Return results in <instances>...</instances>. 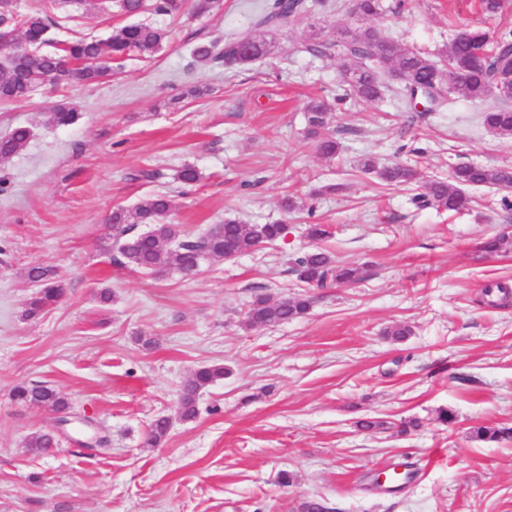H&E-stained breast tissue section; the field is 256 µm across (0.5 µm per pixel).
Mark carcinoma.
<instances>
[{
  "label": "carcinoma",
  "mask_w": 512,
  "mask_h": 512,
  "mask_svg": "<svg viewBox=\"0 0 512 512\" xmlns=\"http://www.w3.org/2000/svg\"><path fill=\"white\" fill-rule=\"evenodd\" d=\"M125 14L134 15L151 10L157 14L177 15L186 6L196 15L218 12L222 0H113ZM312 0H265L254 14V29H288L309 20ZM361 21L356 26L345 23L337 28L336 37L324 40L312 33L296 47V51L312 58H344L351 62V81L347 91L360 102H373L383 98L386 92L395 90L408 105L409 123H423L433 112L444 110L455 99L482 101L492 94L491 87L497 76L512 84V69L504 71L500 65L508 63L512 54V33L494 36L488 32L462 28L440 53L441 61L423 56L406 44L384 35L368 21L382 11L381 0H355ZM53 28L62 24L43 9L17 13L11 0H0V29L13 34L9 43L10 58L0 65V100L16 101L29 96V86L35 76L45 74L55 85L70 83L97 84L112 78V63L135 51L143 58L154 57L167 41V32L148 23H132L116 28L105 39L88 36H72L63 41L50 37ZM484 54L479 61L474 49ZM272 53V43L252 32H241L219 41L204 42L194 50L195 60L202 64L222 62L227 66L247 65ZM399 67L410 78L401 87L385 85L379 71ZM448 79L460 75L461 86L440 82V73ZM427 96H422V93ZM424 97L426 108L416 109L415 99ZM499 104L485 108L482 123L494 134L512 137V101L509 97H497ZM77 113L62 105L49 108L44 122L49 126H66L74 123ZM330 104L323 98L308 103L307 136L312 138L316 152L332 158L339 151L336 130L330 127ZM27 126H17L9 134L0 137V160L16 154L30 139ZM361 171L373 174L380 181L397 187L409 188L416 184V161L406 160L379 167L372 157L361 162ZM464 187H494L512 191V167L488 168L462 163L452 175V182L435 179L423 191L412 196L419 208L436 207L448 211H460L469 204L463 194ZM172 209V200L166 194H156L140 202L134 209L117 208L109 218V228L104 242L123 243L125 247L115 258V266L149 276H159L173 268L183 273L195 270L200 255L209 259H222L227 252L249 254L261 245L273 244L286 234L287 225L278 221L272 224H246L238 220H226L211 227L201 235H191L179 224L166 221ZM293 272L298 281L312 287L324 288L332 284H346L359 278V269L338 263L325 250L306 252L294 260ZM25 275L39 284L40 290L32 295L23 312L26 318H34L46 308L56 304L63 295V288L56 281L53 270L46 266H32ZM309 300L284 297L271 300L258 297L247 313L251 327L284 323L306 313ZM224 366L209 365L197 369L182 386L178 405L184 418H192L197 412L200 391L224 378ZM15 397L24 404L32 402L52 411L69 408L67 398L56 389L43 385L38 388L20 386ZM170 421L162 416L154 420L150 429V443L159 444L168 433ZM476 441L501 442L512 440L511 427H478L472 432ZM30 448H51L57 445L55 437L47 431H37L27 439Z\"/></svg>",
  "instance_id": "carcinoma-1"
}]
</instances>
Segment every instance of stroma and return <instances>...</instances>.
I'll return each instance as SVG.
<instances>
[{"label": "stroma", "instance_id": "stroma-1", "mask_svg": "<svg viewBox=\"0 0 512 512\" xmlns=\"http://www.w3.org/2000/svg\"><path fill=\"white\" fill-rule=\"evenodd\" d=\"M263 2L223 0L199 17L142 14L168 32L155 58L129 54L97 86L48 84L0 101V136L32 131L0 161V512H299L309 499L336 512H512V443L471 437L479 426H512V300L485 293L512 286V192L470 190L460 213L420 209L358 168L364 156L389 165L413 148L423 184L450 179L461 162L512 166V139L480 120L496 100L457 101L405 136L393 95L338 102L339 61L294 51L347 21L325 5L313 26L268 33L274 48L263 60L194 59L198 43L247 28ZM382 3L376 25L433 56L462 27L512 29V0L492 18L478 0H411L401 11L397 0ZM196 85L209 94L188 97ZM316 96L334 105L332 159L305 137ZM56 104L77 121L46 126ZM148 164L163 179L132 180ZM188 165L202 179L183 196L173 177ZM157 193L171 195V221L196 234L229 218L282 219L287 234L190 276L116 269L101 247L108 216ZM287 194L299 204L289 214ZM312 224L329 225L331 238H309ZM499 236L505 248L483 251ZM317 248L359 267L360 280L299 282L293 259ZM32 265L52 267L64 295L27 319ZM287 295L309 298V311L247 325L257 297ZM397 323L408 328L399 340L389 335ZM211 364L224 365V378L182 418L183 384ZM20 385L60 391L74 423L18 403ZM443 410L450 420H439ZM161 416L170 427L153 446ZM365 418L385 426L358 431ZM39 430L56 432L51 454L27 447ZM398 462L416 465L413 482L372 489L374 474Z\"/></svg>", "mask_w": 512, "mask_h": 512}]
</instances>
